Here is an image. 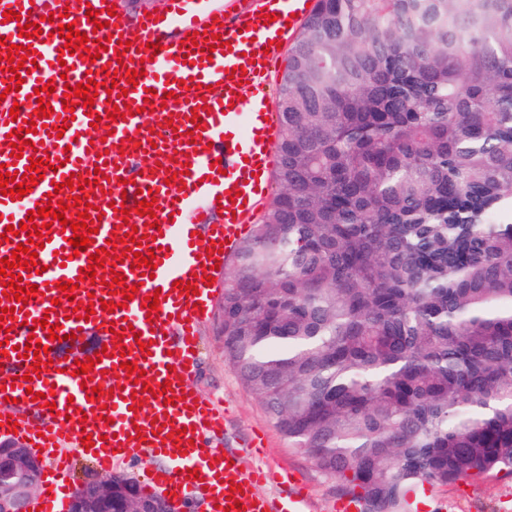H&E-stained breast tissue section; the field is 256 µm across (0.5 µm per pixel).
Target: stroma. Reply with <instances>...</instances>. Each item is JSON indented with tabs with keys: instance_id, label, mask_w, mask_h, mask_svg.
<instances>
[{
	"instance_id": "35a3bbf8",
	"label": "stroma",
	"mask_w": 512,
	"mask_h": 512,
	"mask_svg": "<svg viewBox=\"0 0 512 512\" xmlns=\"http://www.w3.org/2000/svg\"><path fill=\"white\" fill-rule=\"evenodd\" d=\"M198 336L199 369L192 385L201 395L226 404L233 428L228 445L242 449L244 470L267 464L280 473L292 472L306 488L309 512H332L337 498L335 478L324 475L307 458L289 450L287 440L255 396L244 388L224 355L223 292H216L208 316L199 325ZM256 436L263 437L264 446L254 455L246 447ZM425 495L427 501L420 504L419 512H433L439 505L445 512H498L503 499L512 498V480L489 476L456 485H429Z\"/></svg>"
}]
</instances>
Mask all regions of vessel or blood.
I'll use <instances>...</instances> for the list:
<instances>
[{
    "label": "vessel or blood",
    "instance_id": "vessel-or-blood-1",
    "mask_svg": "<svg viewBox=\"0 0 512 512\" xmlns=\"http://www.w3.org/2000/svg\"><path fill=\"white\" fill-rule=\"evenodd\" d=\"M308 0H260L255 9L244 10L241 0H223L216 8L206 0H166L164 11L130 19L124 11H112L109 0H56L53 21L41 20L33 0H0V13L18 12V19L0 23V165L7 172L26 173L32 156L47 158L50 165L43 180L20 199L0 197V259L11 257L27 234L10 236L7 226L27 223L36 206L65 201L66 218L77 216L74 193L66 187L70 175L88 176L93 186L87 197L92 210L86 221L95 234L87 249L75 251L72 231L53 223L43 230L46 240L35 265L23 270L22 287L39 285L13 318L0 320V434L20 433L52 456L43 480V512H60L69 491L68 448L81 447L92 435L88 450L92 461L110 469L120 460L148 455L157 464L145 482L149 488L168 492L174 503L191 495H203L208 505L229 508L231 485L243 489L238 500L246 512H300L306 499L300 482L282 474L286 488L273 499L258 490L266 474L245 471L237 449L220 448L228 433V418L216 403L200 395L190 378L199 361L198 324L210 308L216 288L209 285L204 270L217 265L227 268L239 241L248 233L257 209L268 198L275 166L277 135L270 110L269 75L279 58L280 44L299 35ZM95 10L97 19L87 18ZM275 14L273 22L264 17ZM75 22L89 40L104 39L107 49L95 61H85L65 52V39L57 31L63 19ZM40 22L33 39L21 34L24 24ZM102 29H95V22ZM176 38H168V31ZM221 47H214V40ZM30 44L35 50L31 74L20 91H8V45ZM157 52H150V45ZM115 73L118 83L134 78L126 95L108 97L104 82ZM95 80L98 95L93 108L76 106L67 113L62 105L65 85ZM193 89H186V80ZM54 82L49 101L51 117L37 118L36 88ZM173 101H166V94ZM135 107L134 115L105 118L109 104ZM18 117H11V108ZM101 115L92 124V115ZM36 121L32 148L22 157L11 154L9 135ZM64 134H57V127ZM61 184L53 193V184ZM152 200V209L162 233L149 238L145 219L135 214L140 200ZM124 204L129 217L115 212ZM142 237L143 249L155 250L157 267L151 278L134 270L133 252L123 238L128 232ZM117 238L122 263L102 267L98 283L78 282L74 299L61 295L57 285L78 281L91 254ZM125 276V284L136 287L133 299H125L110 272ZM197 294L187 293V286ZM158 295L159 309L148 312L147 296ZM112 298L115 311L96 308L89 319L77 318L75 301L88 297ZM48 320L55 325L57 340L47 328H30V320ZM100 333L107 351L91 371V384L74 372L86 361L75 333ZM70 336L71 357L58 355L59 339ZM41 341L45 352L39 377L24 381L32 370V359L17 350L29 338ZM149 351H140V343ZM127 349L130 361L146 372L144 383H136L121 369L119 351ZM166 384L165 397H153L144 384ZM109 385L112 396L100 401L92 389ZM40 400H33L32 392ZM27 417H20V410Z\"/></svg>",
    "mask_w": 512,
    "mask_h": 512
}]
</instances>
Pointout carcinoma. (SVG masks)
I'll use <instances>...</instances> for the list:
<instances>
[{
    "label": "carcinoma",
    "mask_w": 512,
    "mask_h": 512,
    "mask_svg": "<svg viewBox=\"0 0 512 512\" xmlns=\"http://www.w3.org/2000/svg\"><path fill=\"white\" fill-rule=\"evenodd\" d=\"M224 354L362 512L512 478V0H317Z\"/></svg>",
    "instance_id": "cac0c4a2"
}]
</instances>
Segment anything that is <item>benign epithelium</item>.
I'll return each mask as SVG.
<instances>
[{"instance_id":"1","label":"benign epithelium","mask_w":512,"mask_h":512,"mask_svg":"<svg viewBox=\"0 0 512 512\" xmlns=\"http://www.w3.org/2000/svg\"><path fill=\"white\" fill-rule=\"evenodd\" d=\"M43 470L38 456L17 440H0V512H28L40 488ZM67 512H178L167 497L142 493L122 473L79 484Z\"/></svg>"}]
</instances>
